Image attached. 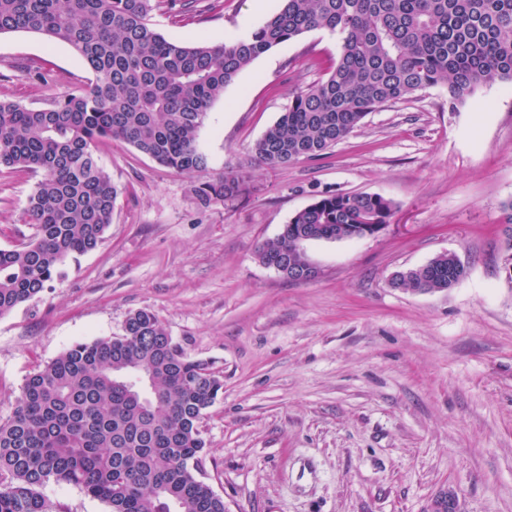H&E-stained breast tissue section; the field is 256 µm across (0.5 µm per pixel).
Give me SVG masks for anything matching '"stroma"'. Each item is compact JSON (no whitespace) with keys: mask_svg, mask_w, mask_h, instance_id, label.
<instances>
[{"mask_svg":"<svg viewBox=\"0 0 512 512\" xmlns=\"http://www.w3.org/2000/svg\"><path fill=\"white\" fill-rule=\"evenodd\" d=\"M279 0H224L193 24L155 13L164 36L217 44L248 35ZM340 43L307 32L257 58L210 108L205 172L178 173L120 140L96 145L119 188L92 251L68 259L33 301L0 316V422L26 378L77 342L122 334L154 313L224 383L199 430L201 474L225 512H429L456 489L463 512H512V278L501 205L512 199V85L450 108L445 87L371 112L318 161L271 168L252 147L301 87L323 79ZM316 59L300 81L287 63ZM41 67L37 79L27 65ZM68 45L0 35V99L41 105L85 87ZM247 166L248 191L201 206L197 191ZM37 178L0 173V248L35 233ZM394 201L384 232L312 240L317 275L291 281L256 259L263 241L320 192ZM454 253L455 287L395 288L397 271ZM46 512H109L72 485L40 489Z\"/></svg>","mask_w":512,"mask_h":512,"instance_id":"obj_1","label":"stroma"}]
</instances>
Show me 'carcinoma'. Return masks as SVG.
<instances>
[{"instance_id":"obj_1","label":"carcinoma","mask_w":512,"mask_h":512,"mask_svg":"<svg viewBox=\"0 0 512 512\" xmlns=\"http://www.w3.org/2000/svg\"><path fill=\"white\" fill-rule=\"evenodd\" d=\"M221 0H0V35L37 33L74 49L88 88L26 107L0 100V171L39 175L26 208L29 242L0 248V315L39 297L65 261L95 249L118 188L95 144L119 139L192 175L208 167L197 139L212 104L273 47L312 30L340 42L326 78L299 91L255 142L269 167L324 158L378 107L444 85L455 108L479 87L512 84V0H281L260 26L222 45H189L154 28L161 7L188 23ZM239 168L197 193L203 206L242 194ZM380 194L323 192L296 212L257 259L286 277L308 262L304 240H336L388 224ZM467 274L453 253L391 281L446 290ZM224 383L187 356L155 314L129 316L123 334L78 342L30 376L0 422V512H46L49 481L73 485L110 512H224L199 477V424Z\"/></svg>"}]
</instances>
